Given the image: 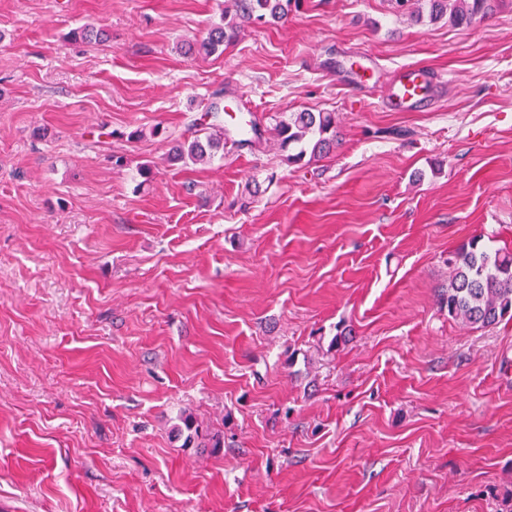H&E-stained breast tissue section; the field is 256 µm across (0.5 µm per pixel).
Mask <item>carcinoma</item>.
<instances>
[{
	"label": "carcinoma",
	"mask_w": 512,
	"mask_h": 512,
	"mask_svg": "<svg viewBox=\"0 0 512 512\" xmlns=\"http://www.w3.org/2000/svg\"><path fill=\"white\" fill-rule=\"evenodd\" d=\"M224 8L222 23L209 30L200 42L189 49L212 55L224 51L244 25L262 26L279 22L288 16L291 7H300L301 0H230ZM395 12L407 14L416 21L428 17L436 23L446 20L450 25L482 21L503 5V0H390ZM224 111L213 104L195 120L194 126L205 131L211 128L218 113ZM278 136L285 145L294 144L298 152L288 157L299 162L305 156L319 157L336 141V115L333 112H290L277 125ZM224 148V129L205 137L194 135L176 141L173 158L183 163H197ZM451 275L448 287L440 296V305L448 308V317L465 324L487 328L506 318L512 320V250L490 249L473 239L448 255ZM181 422L187 432L186 441L199 448L215 451L224 447V437L203 427L191 412H183Z\"/></svg>",
	"instance_id": "carcinoma-1"
}]
</instances>
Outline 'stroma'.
I'll return each mask as SVG.
<instances>
[{"instance_id":"obj_1","label":"stroma","mask_w":512,"mask_h":512,"mask_svg":"<svg viewBox=\"0 0 512 512\" xmlns=\"http://www.w3.org/2000/svg\"><path fill=\"white\" fill-rule=\"evenodd\" d=\"M223 10L0 0V512H501L512 320L437 298L463 242L512 246V0H305L183 55ZM406 64L448 77L419 112L385 104ZM218 92L259 144L169 161ZM306 111L336 145L293 164L275 125ZM503 2V0H390L396 13L408 14L415 22H421L426 12L429 22L436 23L445 19L450 25L482 21L498 10ZM180 420L187 432L186 441L189 443L197 441L196 448H213V451L224 448L223 435L204 428L193 413L184 411Z\"/></svg>"}]
</instances>
